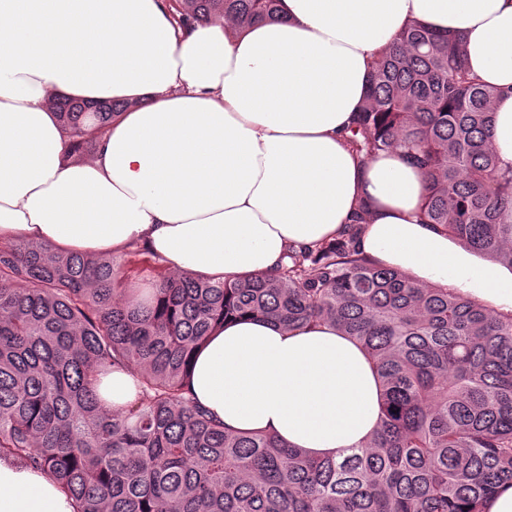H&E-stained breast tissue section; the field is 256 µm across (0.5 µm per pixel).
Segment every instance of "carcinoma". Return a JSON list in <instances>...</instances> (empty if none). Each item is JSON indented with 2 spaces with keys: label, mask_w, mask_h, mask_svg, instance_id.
I'll use <instances>...</instances> for the list:
<instances>
[{
  "label": "carcinoma",
  "mask_w": 512,
  "mask_h": 512,
  "mask_svg": "<svg viewBox=\"0 0 512 512\" xmlns=\"http://www.w3.org/2000/svg\"><path fill=\"white\" fill-rule=\"evenodd\" d=\"M179 22L273 19L279 0H187ZM497 92L465 68L458 40L408 28L378 60L350 148L399 151L429 192L424 223L512 267V169L491 146ZM72 153L126 104L57 98ZM336 239L288 255L272 277L158 270L145 298L112 257L0 245V459L49 473L77 512H484L512 484V313L382 268ZM340 328L371 360L379 428L340 459L262 432H229L189 395L194 349L229 318ZM140 378L123 412L98 376Z\"/></svg>",
  "instance_id": "cac0c4a2"
}]
</instances>
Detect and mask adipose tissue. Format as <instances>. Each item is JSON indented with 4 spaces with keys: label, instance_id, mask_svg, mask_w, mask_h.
Listing matches in <instances>:
<instances>
[{
    "label": "adipose tissue",
    "instance_id": "adipose-tissue-1",
    "mask_svg": "<svg viewBox=\"0 0 512 512\" xmlns=\"http://www.w3.org/2000/svg\"><path fill=\"white\" fill-rule=\"evenodd\" d=\"M457 38L495 88L491 144L512 168V0H280L278 19L179 27L168 0H0V242L120 254L169 271L265 276L366 207L358 240L376 265L512 313V268L420 220L423 172L348 140L378 58L406 28ZM128 108L70 142L50 92ZM193 400L226 430L266 432L317 457L378 427L380 379L338 329L256 318L195 353ZM0 512H76L43 472L0 460Z\"/></svg>",
    "mask_w": 512,
    "mask_h": 512
}]
</instances>
